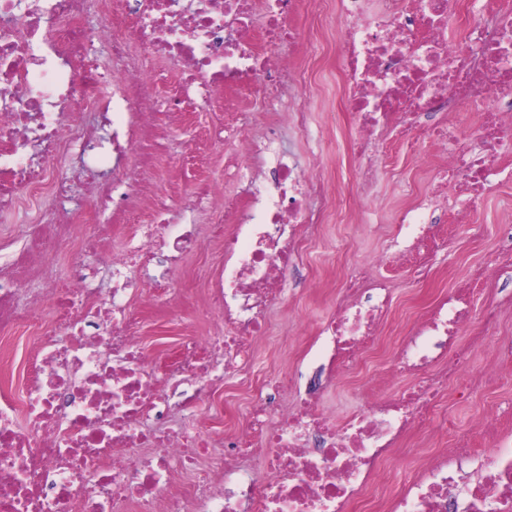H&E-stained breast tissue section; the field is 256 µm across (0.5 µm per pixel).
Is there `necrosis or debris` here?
<instances>
[{
    "instance_id": "1",
    "label": "necrosis or debris",
    "mask_w": 512,
    "mask_h": 512,
    "mask_svg": "<svg viewBox=\"0 0 512 512\" xmlns=\"http://www.w3.org/2000/svg\"><path fill=\"white\" fill-rule=\"evenodd\" d=\"M101 0L106 19L91 33L90 0H0V210L22 192L47 188L53 204L41 237L27 256L0 274V334L35 322L44 302L52 309L38 349L26 362L23 399L0 394V512H512V433L484 420L475 427L492 457L479 476L459 465L469 440L400 467L395 445L412 431H448L454 384L486 346L498 315L487 309L472 326L476 285L512 269V225H503L489 268L470 287L452 291L400 337L377 379L404 388L372 390L364 407L331 416L319 393L297 388L292 374L264 379L245 421L215 452L195 425L214 394L232 378L255 373L258 347L270 329L268 309L282 301L288 274L309 230L319 228L326 197L322 172L280 152L274 128L258 127L259 97L287 100L288 124L309 131L298 100L306 78L299 54L317 55L318 42L299 44L297 17L311 4L338 25L336 51L345 61L342 107L353 116L346 137L361 198H372L386 149L404 146L413 160L442 156L423 200L402 208L397 221L411 246L434 237L431 201L454 191L459 215L492 184L499 160L512 149V0ZM465 17L461 36L449 19ZM109 42L122 62L110 75L93 58L94 39ZM163 58L176 67L177 86L165 95ZM243 100L234 123L210 137L232 155L226 174L244 182L240 199L220 183L195 185L173 198L145 197L125 162L136 152L149 172L162 143L148 113L204 112L215 92ZM87 100L99 123L70 130L63 120L74 96ZM125 108L127 122L112 118ZM474 141H466L469 126ZM78 160L67 175L50 174L37 155L60 149ZM93 207L62 212L74 189ZM111 205L130 213L150 209L139 239L107 245L110 226L97 221ZM209 213L224 243L208 309L217 329L179 339V356L158 375L137 336L136 308L152 303L132 276L133 265L154 267L164 280L198 247L200 226L186 213ZM94 223L81 247L99 255L98 268L80 267L69 283L27 307L17 297L47 248L68 245L79 221ZM383 255L353 266L319 335L328 351V376L346 373L380 340L391 309ZM105 275L108 287L92 282ZM470 340L459 344L461 329ZM177 407L184 423L164 426ZM261 457L259 469L248 462ZM398 472L395 489L374 493L380 469ZM193 473L174 488L177 474Z\"/></svg>"
}]
</instances>
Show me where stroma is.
Wrapping results in <instances>:
<instances>
[{"label":"stroma","instance_id":"stroma-1","mask_svg":"<svg viewBox=\"0 0 512 512\" xmlns=\"http://www.w3.org/2000/svg\"><path fill=\"white\" fill-rule=\"evenodd\" d=\"M299 28L302 38L315 37L323 45L318 55L298 60L309 83L301 101L322 136L320 153H313L310 144L299 138L284 113L273 114L270 120L276 125L283 148L289 150L300 165L313 167L325 160L333 167L330 195L334 201L335 221L323 225L319 235L307 240L302 252L306 282L288 303L271 310L274 331L260 345V367L251 384L232 383L225 387L222 415H199L201 428L218 439L242 419L264 376L286 369L294 374L300 386L309 385L326 362L323 343L317 337L319 323L335 305L349 269L388 251L398 229L397 209L426 193L429 176L438 164L437 157L432 155L426 166L419 167L402 151L393 150L380 174L377 199L359 198L354 163L344 149L349 117L339 106L342 64L335 49L336 19L315 10L300 21ZM227 117L224 98L220 95L216 96L211 111L195 113L183 123L166 113L155 115L154 124L166 134V151L149 177L152 185L161 191L188 192L194 181L209 179L223 182L225 196H238L239 186L224 177L226 147L216 144L202 154L196 150L197 142L208 127ZM503 166L505 173L495 189L474 201L469 223L448 221L442 227L443 239L429 245L428 257L435 269L432 279L415 282L406 263L382 267V274L388 276L393 285L394 317L390 324L393 332H406L419 309L435 303L450 289L468 284L478 269L493 260L498 249L499 228L512 222V153L507 155ZM43 212L37 194L27 191L22 193L14 210L0 212V269L9 268L24 252L27 243L39 234ZM475 225L480 226V234L472 233ZM212 258L211 244H203L198 254L189 257L184 266L173 273V284L181 291L182 307H193L200 300ZM492 305L498 307L501 315L495 336L488 339L493 345L497 340L512 338V287H502L496 281L477 292L473 300L474 319H481L486 308ZM179 309L167 304L144 311L140 336L150 362L163 364L175 349L181 333ZM391 347V338H384L377 350L366 355L357 370L337 375L323 393V404L329 414L341 417L364 403L371 387L368 370L385 358ZM492 361L491 352L477 356L472 371L462 381L468 390L467 396L451 401L448 406L450 436L471 439L480 460L486 452L480 441L473 438L477 421L492 417L499 403L512 399V380L480 386V376Z\"/></svg>","mask_w":512,"mask_h":512}]
</instances>
